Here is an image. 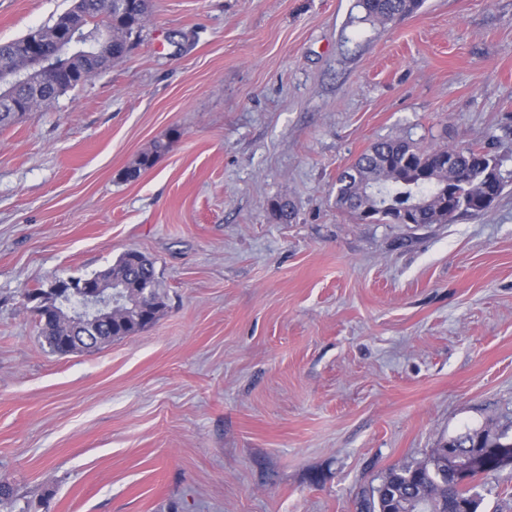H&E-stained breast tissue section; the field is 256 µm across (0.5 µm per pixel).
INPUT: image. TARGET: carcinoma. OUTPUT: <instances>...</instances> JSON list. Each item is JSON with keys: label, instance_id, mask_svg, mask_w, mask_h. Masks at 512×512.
Masks as SVG:
<instances>
[{"label": "carcinoma", "instance_id": "carcinoma-1", "mask_svg": "<svg viewBox=\"0 0 512 512\" xmlns=\"http://www.w3.org/2000/svg\"><path fill=\"white\" fill-rule=\"evenodd\" d=\"M421 0H357L363 19L392 23L414 13ZM146 14L139 4L130 9L108 6L107 0H77L50 26L28 33L51 48L61 40L62 31L72 24H81L95 34L108 36L112 59L126 54L130 37L138 32ZM25 37L0 43V59L8 72L0 71V128L8 127L23 117L21 110L34 99L42 106L56 97L57 89L43 87L39 95L31 93V82L22 81L28 68L25 59L15 52L16 44ZM69 71L59 79L62 91L83 84L93 73L89 60L71 56L63 50L57 56ZM173 138L159 139L141 153L124 170L123 177L134 179L153 167L166 154ZM455 149L447 146L421 148L407 140H384L374 143L354 163L336 177V205L356 215L361 221L375 224L390 223L389 212L406 209L414 224H446L458 216L487 213L480 204L489 191L501 194L503 185L487 183L478 170L479 161L501 167L500 160L483 147L470 149V156L459 155V170L448 168L443 158ZM102 281L112 285V319L99 325L102 339L85 347L94 349L115 338L132 336L152 325L165 307L154 263L142 252L128 249L115 265L106 269ZM74 307L60 308L51 319L38 317L41 333L51 352L61 355V338L75 329L93 323L75 322ZM512 435V418L493 428L469 430L448 438L442 447L434 449L426 459L411 465L391 468L371 487L360 503V512H478L483 495L478 485L460 487L448 474V451L481 453L494 448L496 442ZM0 512H25L17 508L12 484L0 479Z\"/></svg>", "mask_w": 512, "mask_h": 512}]
</instances>
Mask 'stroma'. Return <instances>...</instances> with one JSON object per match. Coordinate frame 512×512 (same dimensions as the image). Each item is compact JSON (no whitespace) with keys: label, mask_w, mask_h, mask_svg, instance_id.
<instances>
[{"label":"stroma","mask_w":512,"mask_h":512,"mask_svg":"<svg viewBox=\"0 0 512 512\" xmlns=\"http://www.w3.org/2000/svg\"><path fill=\"white\" fill-rule=\"evenodd\" d=\"M72 3L0 0V42ZM355 3L152 0L122 60L0 129V476L30 512H358L512 417V185L445 224L358 221L335 188L382 140L512 171V0ZM130 248L158 320L51 353L23 293ZM421 0H357V7L364 13L363 20L392 23L414 13ZM173 139L174 135L156 140L148 151L141 153L132 165L124 170L123 177L127 180L134 179L142 172L152 168L157 159L170 150Z\"/></svg>","instance_id":"stroma-1"}]
</instances>
